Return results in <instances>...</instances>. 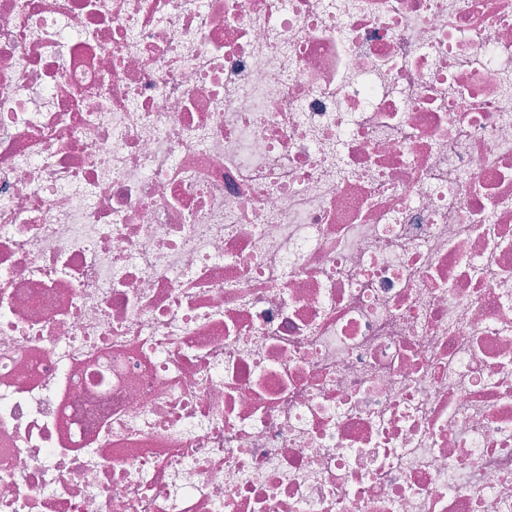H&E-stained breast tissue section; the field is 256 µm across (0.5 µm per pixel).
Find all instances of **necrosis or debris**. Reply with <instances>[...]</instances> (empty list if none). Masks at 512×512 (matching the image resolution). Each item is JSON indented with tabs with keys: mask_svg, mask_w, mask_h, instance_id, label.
<instances>
[{
	"mask_svg": "<svg viewBox=\"0 0 512 512\" xmlns=\"http://www.w3.org/2000/svg\"><path fill=\"white\" fill-rule=\"evenodd\" d=\"M0 512H512V0H0Z\"/></svg>",
	"mask_w": 512,
	"mask_h": 512,
	"instance_id": "obj_1",
	"label": "necrosis or debris"
}]
</instances>
